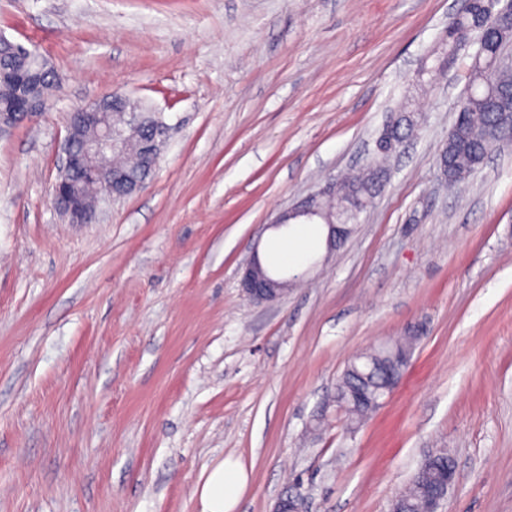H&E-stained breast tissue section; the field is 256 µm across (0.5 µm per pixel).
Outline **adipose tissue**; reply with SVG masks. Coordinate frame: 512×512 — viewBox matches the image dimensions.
<instances>
[{
    "label": "adipose tissue",
    "instance_id": "1",
    "mask_svg": "<svg viewBox=\"0 0 512 512\" xmlns=\"http://www.w3.org/2000/svg\"><path fill=\"white\" fill-rule=\"evenodd\" d=\"M247 484L248 472L240 462L220 461L196 490L201 512H235Z\"/></svg>",
    "mask_w": 512,
    "mask_h": 512
}]
</instances>
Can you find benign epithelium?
Wrapping results in <instances>:
<instances>
[{
	"label": "benign epithelium",
	"instance_id": "7a95c632",
	"mask_svg": "<svg viewBox=\"0 0 512 512\" xmlns=\"http://www.w3.org/2000/svg\"><path fill=\"white\" fill-rule=\"evenodd\" d=\"M45 98L28 95L22 99L17 112L0 113V133L25 121L41 111ZM115 112L125 113L123 124L112 122ZM140 129L135 110L129 99L110 92L76 110L63 145L64 157L55 182L53 198L57 207L72 224H89L97 219L102 200H116L137 191L144 179L134 178L112 166V159L131 151V135ZM140 151L147 169L155 170L160 152L152 139L140 142ZM328 184L307 196L279 215L271 224L275 229L287 226L288 216L304 221L319 217L313 202L327 195ZM290 279L266 270L258 255L244 265L240 277L242 292L256 303H274L287 292ZM456 482V468L448 469V478L441 483L425 502V512H442L448 491Z\"/></svg>",
	"mask_w": 512,
	"mask_h": 512
}]
</instances>
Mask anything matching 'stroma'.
<instances>
[{
    "instance_id": "stroma-1",
    "label": "stroma",
    "mask_w": 512,
    "mask_h": 512,
    "mask_svg": "<svg viewBox=\"0 0 512 512\" xmlns=\"http://www.w3.org/2000/svg\"><path fill=\"white\" fill-rule=\"evenodd\" d=\"M460 0H0V33L56 88L0 136V512H200L211 466L244 464L236 512H389L428 453L443 512H512V144L448 190L437 164L476 51L417 74ZM119 90L166 123L133 194L56 208L69 118ZM415 135L336 251L302 263L271 226L366 166L390 113ZM299 280L257 304L252 255ZM420 329L363 423L335 403L354 356ZM456 482V467L448 468V478L441 483L425 502V512H442L444 502L447 500L448 491Z\"/></svg>"
}]
</instances>
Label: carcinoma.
<instances>
[{
    "label": "carcinoma",
    "instance_id": "carcinoma-1",
    "mask_svg": "<svg viewBox=\"0 0 512 512\" xmlns=\"http://www.w3.org/2000/svg\"><path fill=\"white\" fill-rule=\"evenodd\" d=\"M475 41L481 47V56L474 58L468 72L466 107L456 118L448 138L449 187L454 188L481 168L479 158L488 148L485 138L489 125L500 122L505 133H512V120L503 119L502 113H512V103L506 100L512 89V64L494 68L488 74L493 53L484 49L489 45L512 43V29L505 30L503 22L493 14L485 13L474 0H464L461 13L448 25L444 38L432 52L435 68L443 71L458 52ZM30 84L48 94L52 86L51 77L31 66V61L22 59L12 44L0 46V111L10 109L16 86ZM145 112L141 134L151 136L163 126L161 118L145 104L138 105ZM412 110L405 105L393 113L398 132L408 135L415 127ZM386 156L377 152L367 170L359 175L342 178L333 198L322 202L323 212L333 218L336 213L350 205V198L372 204L384 188L383 176ZM413 337L391 341L381 349H374L354 358L344 369L338 385V396L348 404L347 415L353 421H361L369 412L385 401L393 374L400 368L399 360L411 355ZM435 467H417L409 484L397 495L407 512H420L422 490L434 482L437 469L448 464V453L435 452Z\"/></svg>",
    "mask_w": 512,
    "mask_h": 512
}]
</instances>
